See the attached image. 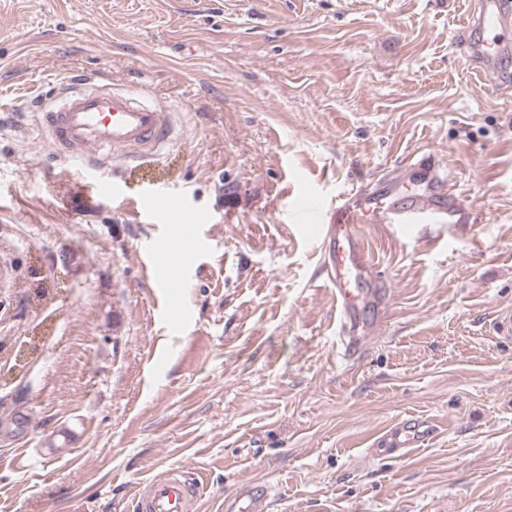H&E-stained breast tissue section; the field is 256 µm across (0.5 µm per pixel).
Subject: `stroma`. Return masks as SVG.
<instances>
[{"mask_svg": "<svg viewBox=\"0 0 512 512\" xmlns=\"http://www.w3.org/2000/svg\"><path fill=\"white\" fill-rule=\"evenodd\" d=\"M468 2L0 0V512H137L174 469L198 512L244 481L269 512H512V93L458 53ZM77 72L172 106L176 140L142 165L57 155L34 105ZM425 153L482 219L361 225L391 313L344 357L288 210ZM153 190L198 219L204 251H165L188 283L146 270ZM408 416L431 442L374 454Z\"/></svg>", "mask_w": 512, "mask_h": 512, "instance_id": "1", "label": "stroma"}]
</instances>
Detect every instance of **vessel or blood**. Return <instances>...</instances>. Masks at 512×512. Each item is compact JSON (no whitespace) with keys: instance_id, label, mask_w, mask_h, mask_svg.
Here are the masks:
<instances>
[{"instance_id":"1","label":"vessel or blood","mask_w":512,"mask_h":512,"mask_svg":"<svg viewBox=\"0 0 512 512\" xmlns=\"http://www.w3.org/2000/svg\"><path fill=\"white\" fill-rule=\"evenodd\" d=\"M470 15L455 41L467 65L488 78V91L512 89L504 65L512 58V0H470ZM39 123L57 152L89 159L100 167L119 152L130 160L146 161L173 136L172 112L148 103L134 91L102 83L94 75L73 74L60 83L51 102L39 113ZM438 161L425 154L386 174L374 189L344 193L335 209L307 204L290 219L318 226L326 282L336 297L338 330L345 355H355L374 335L390 308L391 293L376 270L362 224H382L389 232L405 224H474L476 208L456 183L437 176ZM144 215H162L165 223L183 225L186 214L176 199L162 192L141 198ZM164 239L149 241L145 253L151 274L160 285L171 280L160 256ZM436 431L427 417L399 420L382 435L377 450L404 455L429 443ZM271 491L261 483L242 484L224 497V512H267ZM197 486L170 472L151 481L137 497L138 512H196Z\"/></svg>"}]
</instances>
